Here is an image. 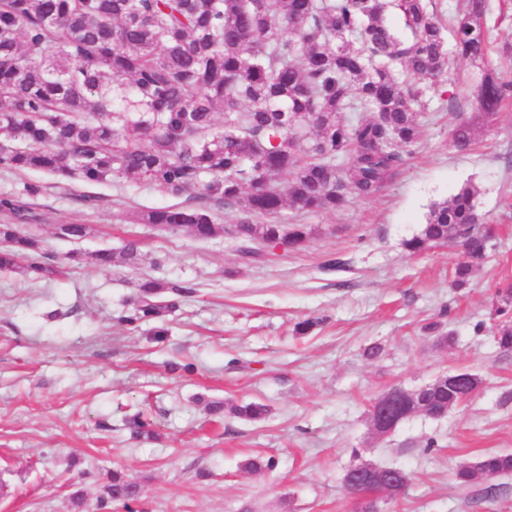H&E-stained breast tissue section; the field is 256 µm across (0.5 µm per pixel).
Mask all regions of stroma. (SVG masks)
I'll use <instances>...</instances> for the list:
<instances>
[{
	"mask_svg": "<svg viewBox=\"0 0 512 512\" xmlns=\"http://www.w3.org/2000/svg\"><path fill=\"white\" fill-rule=\"evenodd\" d=\"M482 24L484 59H457L446 87L431 90L398 179L335 212L282 210L280 221L312 229L299 249L263 244L246 259L231 234L200 240L141 223L176 202L147 183L63 189L44 173L0 167V196L42 184L25 230L56 270L40 280L0 274V512H100L101 474L113 469L141 484L137 512H357L343 478L360 461L410 476L397 505L378 512H512V473L453 479L458 466L512 452V349L487 326L498 289L512 282V105L491 122L473 110L484 72L512 70V0H486ZM462 116L477 128L468 151L451 139ZM468 184L497 236L457 289L449 273L461 246L412 254L403 243ZM66 223L91 231L64 240L56 227ZM131 241L134 262L123 255ZM74 249L108 250L113 261L77 268ZM145 279L191 288L165 317L167 335L117 322ZM307 319L314 327L297 334ZM432 322L451 344L424 332ZM374 344L381 354L367 357ZM173 362L196 370L170 371ZM459 368L483 380L468 402L373 431L374 399ZM210 400L260 402L269 414L218 419ZM142 408L156 439L134 438L125 424ZM258 455L275 457L276 469L245 470Z\"/></svg>",
	"mask_w": 512,
	"mask_h": 512,
	"instance_id": "35a3bbf8",
	"label": "stroma"
}]
</instances>
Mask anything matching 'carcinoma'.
<instances>
[{
    "mask_svg": "<svg viewBox=\"0 0 512 512\" xmlns=\"http://www.w3.org/2000/svg\"><path fill=\"white\" fill-rule=\"evenodd\" d=\"M484 0L449 28L455 52L483 55ZM401 18L398 32L389 15ZM444 25L425 0H0V165L97 185L130 177L184 204L144 213L146 224L178 226L197 238L218 230L214 206L236 210V238L288 239L302 246L306 224H258L290 207L334 211L349 197L378 196L402 171L415 144L413 106L447 82ZM486 120L512 101V76L488 75L474 95ZM224 113L223 125L215 114ZM347 112L363 116L349 118ZM456 148L475 140L472 122L451 132ZM288 175L280 183L277 177ZM477 191L464 186L433 206L411 253L458 241L467 260L452 285L463 287L486 258L493 229L479 225ZM0 272L42 279L56 273L39 240L18 226L35 219L14 197L0 199ZM86 224L57 235L80 240ZM74 265H107L112 253L71 251ZM120 322L131 330L176 308L160 300L189 287L146 280ZM495 342L512 349V283L492 306ZM481 377L454 369L411 392L416 411L440 418L475 396ZM257 421L269 407H230ZM139 437L156 438L139 412L128 421ZM512 473V453H491L454 472L466 486L476 474ZM141 486L107 473L101 501L137 502Z\"/></svg>",
    "mask_w": 512,
    "mask_h": 512,
    "instance_id": "carcinoma-1",
    "label": "carcinoma"
}]
</instances>
